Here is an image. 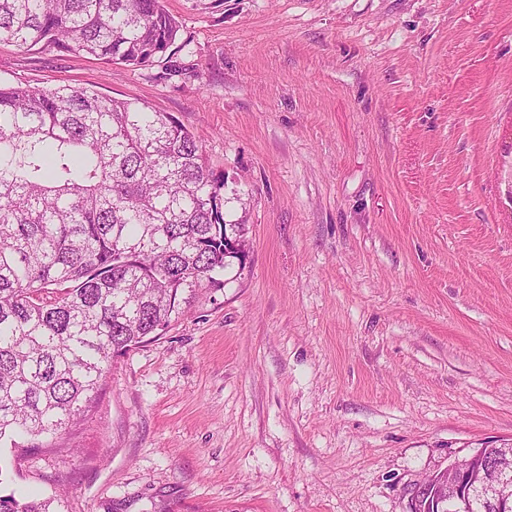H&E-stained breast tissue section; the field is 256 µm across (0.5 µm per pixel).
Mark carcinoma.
<instances>
[{
    "label": "carcinoma",
    "instance_id": "obj_1",
    "mask_svg": "<svg viewBox=\"0 0 512 512\" xmlns=\"http://www.w3.org/2000/svg\"><path fill=\"white\" fill-rule=\"evenodd\" d=\"M180 31L165 0H0V43L28 51L146 67ZM229 240L246 243L224 175L177 119L87 87L0 85V441L38 450L77 426L112 358L243 267Z\"/></svg>",
    "mask_w": 512,
    "mask_h": 512
}]
</instances>
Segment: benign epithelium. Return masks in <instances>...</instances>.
<instances>
[{
  "label": "benign epithelium",
  "instance_id": "1",
  "mask_svg": "<svg viewBox=\"0 0 512 512\" xmlns=\"http://www.w3.org/2000/svg\"><path fill=\"white\" fill-rule=\"evenodd\" d=\"M418 494L432 500L433 512H470L476 499L488 510L512 512V468L480 448L431 474Z\"/></svg>",
  "mask_w": 512,
  "mask_h": 512
}]
</instances>
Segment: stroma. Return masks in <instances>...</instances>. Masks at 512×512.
Returning a JSON list of instances; mask_svg holds the SVG:
<instances>
[{"label": "stroma", "mask_w": 512, "mask_h": 512, "mask_svg": "<svg viewBox=\"0 0 512 512\" xmlns=\"http://www.w3.org/2000/svg\"><path fill=\"white\" fill-rule=\"evenodd\" d=\"M131 67L0 44V84L178 119L249 253L114 357L82 425L0 497L59 512H430L512 442V0H166Z\"/></svg>", "instance_id": "1"}]
</instances>
